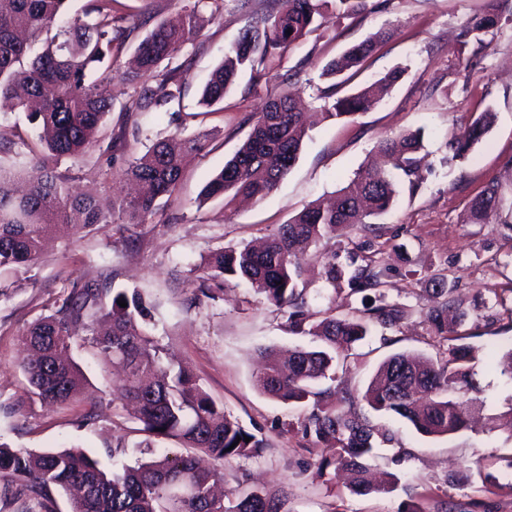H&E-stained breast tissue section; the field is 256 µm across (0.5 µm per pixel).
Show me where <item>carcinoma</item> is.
Masks as SVG:
<instances>
[{
    "label": "carcinoma",
    "mask_w": 512,
    "mask_h": 512,
    "mask_svg": "<svg viewBox=\"0 0 512 512\" xmlns=\"http://www.w3.org/2000/svg\"><path fill=\"white\" fill-rule=\"evenodd\" d=\"M331 2L336 10L349 13L364 0H283L273 21L250 26L225 52L201 91L200 104L210 107L223 101L243 70L265 65L277 50L301 40ZM499 2L491 0V7L469 18L464 27L463 35L481 51L492 44L498 30ZM68 3L0 0V100L26 112L29 124L40 130L37 139L21 141L15 167L0 166V270L14 274L30 271L45 236L58 224L84 231L117 223L129 231L146 223L157 201L177 191L183 154L202 150L209 137L200 132L180 148L158 140L133 157L125 169L137 186L132 197L71 193L68 179L56 174V165L64 158L77 160L94 147L112 149L114 137L106 142L98 138L112 101L97 92L95 75L101 64L122 51L137 24L116 8L118 0H88L81 15L70 14ZM221 8L222 0H194L146 33L138 46V68L120 75L134 88L128 111H158L180 99L182 85L169 72L158 77V67L198 34L204 11ZM385 36L380 31L353 45L340 60L327 63L321 77L334 79L358 66ZM404 73L395 69L335 99L332 116L346 120L367 111ZM156 77L160 81L154 86L150 79ZM494 122L491 108L478 113L467 132L449 142L453 157H465ZM306 134L304 113L291 94L270 99L252 117L250 132L236 153L206 184L205 196L231 202L240 196L264 199L294 166ZM378 149L384 168L351 181L332 204L305 207L278 225L259 249L245 244L217 250L198 271L201 295L211 298L229 281L245 282L283 312L288 331L315 342L312 348H296L285 359L273 349L262 350L264 366L255 375V386L285 404L310 407L304 431L323 446L320 467L348 471L349 489L355 494L381 496L393 491L397 477L390 473L379 483L368 481V460L377 443L395 441L394 432L375 428L356 411L344 415L328 401L330 388L323 386L326 380L335 381L336 363L347 359L357 343L376 328L397 327L406 316L404 305L390 299L384 288L380 255L385 243H375L381 234L368 219L393 206V172L404 176L410 192L421 188L425 156L418 133L384 138ZM501 202L498 188L487 187L471 200L462 222L486 223ZM356 228L371 238L345 250L342 258L332 255L321 279L334 290L360 297L362 308L343 316L327 311L315 321L306 301L303 258L311 246ZM428 281L436 298L429 314L432 333L446 340L466 313L448 323L455 283L440 272ZM111 282L109 271L74 284L56 298L50 313L28 326L21 341L31 352L23 364L29 393L47 404L66 403L83 393V373L69 357L72 337L82 329L90 333L88 341L102 362L123 370L120 395L143 424L142 444L148 448L154 439H175L207 455L212 465L201 466L191 454H165L114 470L82 448L39 453L0 443V488L26 494L45 512H54L55 489L70 495V512H287L283 494L251 487L245 473L228 493L215 494V486L224 480V462L259 456L265 440L230 419L189 371L164 362V347L152 333L150 306L139 292L120 291L112 295L111 305L105 304ZM121 301L127 306H120ZM475 359V349L465 343L436 360L391 355L379 366L363 400L374 412L400 416L422 435L459 433L480 412L456 398L461 389L478 387Z\"/></svg>",
    "instance_id": "1"
}]
</instances>
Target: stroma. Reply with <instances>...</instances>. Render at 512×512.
Listing matches in <instances>:
<instances>
[{"label":"stroma","mask_w":512,"mask_h":512,"mask_svg":"<svg viewBox=\"0 0 512 512\" xmlns=\"http://www.w3.org/2000/svg\"><path fill=\"white\" fill-rule=\"evenodd\" d=\"M121 2L140 25L113 57L115 74L131 61L150 25L192 0ZM485 8V0H366L352 16L327 11L316 31L282 49L260 76L244 72L223 103L205 114L199 92L223 60L225 48L255 18L275 17L281 9V0H251L246 9L237 0H224L220 13L205 16L195 40L161 64L166 70L185 63L179 100L158 112L131 114L132 87L117 77L104 81L112 110L102 133L108 136L123 126L126 138L112 152L93 149L79 161L62 162L58 171L70 176L73 190L124 191L128 162L147 146L201 131L210 137L204 150L188 156L177 194L160 200L137 238H127L112 224L96 225L88 233L68 229L48 240L31 272L0 275V443L34 452L78 446L117 467L155 454L182 453V446L170 439L136 449L141 424L117 397L121 374L82 343H75L73 357L87 380L83 395L47 407L28 392L21 368L26 356L22 333L48 313L63 289L108 269L112 291L135 289L149 297L155 335L231 419L265 439L260 456L225 464V488L234 487L236 474L248 473L257 485L287 490L288 512H405L408 504L431 508L441 500L461 504L464 512H512V471L505 463L512 455V430L506 425L512 417V381L483 357L489 349L512 348V0H502L499 29L485 51L483 68L471 73L467 64L477 45L464 39L461 25ZM380 30L388 31V38L338 88V96L398 66L406 67L405 76L355 119L332 118V102L321 96L323 65ZM286 91L299 93L319 115L294 167L263 200L228 205L205 198L204 186L245 139L250 117ZM487 107L497 114L494 126L466 157L453 158L449 140L465 132ZM415 131L422 135L426 154L422 187L413 194L407 182H399L394 205L379 219L391 238L384 255L386 288L392 300L406 306L407 316L385 336L369 337L359 358L337 365L336 384L360 394L390 354H437L440 340L428 322L434 298L427 278L444 268L467 313L457 333L479 352L474 364L479 387L461 391L459 397L482 404L485 416L502 423L432 438L397 415L372 413L359 403L373 425L395 432L403 459L391 463L393 448L382 446L377 465L397 476V487L381 497L356 496L332 470H319L314 439L301 427L307 407L282 403L254 386L259 348H292L301 345V337L287 330L275 306L244 284L229 282L215 299L193 303L200 285L194 268L211 252L264 237L312 202L334 197L367 166L380 140ZM491 182L501 189L500 208L485 226L461 223L470 200ZM359 239L354 231L311 247L305 280L312 311L348 313L345 293L325 288L319 272L332 252H343ZM477 460L498 477L499 486L483 485L476 474L462 480L463 467Z\"/></svg>","instance_id":"stroma-1"}]
</instances>
